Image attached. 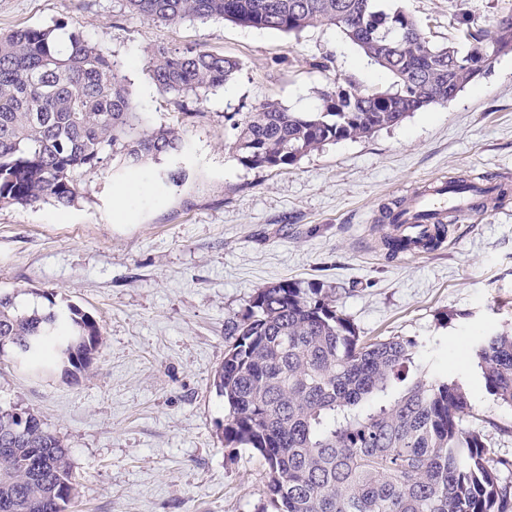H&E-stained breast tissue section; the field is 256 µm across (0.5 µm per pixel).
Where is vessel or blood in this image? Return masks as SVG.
<instances>
[{
    "mask_svg": "<svg viewBox=\"0 0 512 512\" xmlns=\"http://www.w3.org/2000/svg\"><path fill=\"white\" fill-rule=\"evenodd\" d=\"M501 187V182L491 180L465 184L428 182L422 191L405 198L395 213L394 231L404 243V253L413 258L426 253L430 240L450 217L487 212L490 199Z\"/></svg>",
    "mask_w": 512,
    "mask_h": 512,
    "instance_id": "obj_1",
    "label": "vessel or blood"
}]
</instances>
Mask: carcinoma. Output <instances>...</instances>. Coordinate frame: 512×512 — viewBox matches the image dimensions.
<instances>
[{"label": "carcinoma", "instance_id": "1", "mask_svg": "<svg viewBox=\"0 0 512 512\" xmlns=\"http://www.w3.org/2000/svg\"><path fill=\"white\" fill-rule=\"evenodd\" d=\"M125 2L165 23L224 20L288 35L330 25L391 76L385 90L336 81L311 112L268 100L225 116L237 159L251 169L368 138L471 82L461 48L432 43L417 19L378 0ZM464 39L487 58L512 52V15ZM148 64L156 89L179 97L214 94L241 70L200 47L160 48ZM185 147L180 128L154 126L138 111L122 66L82 32L57 22L0 35L1 207L66 208L80 193L76 175L107 156L134 171ZM225 335L214 378L221 439L263 459L261 512H512V458L489 448L484 415L458 378L429 371L417 340L361 336L333 289L290 280L257 289ZM102 336L75 307L28 313L0 293V352L11 349L19 364L55 357L84 372ZM472 352L493 401L512 409V329L483 333ZM466 417L473 426H462ZM30 422L0 407V512H66L75 490L68 451L37 415Z\"/></svg>", "mask_w": 512, "mask_h": 512}]
</instances>
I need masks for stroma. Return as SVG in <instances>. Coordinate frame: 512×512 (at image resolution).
I'll return each instance as SVG.
<instances>
[{
    "instance_id": "obj_1",
    "label": "stroma",
    "mask_w": 512,
    "mask_h": 512,
    "mask_svg": "<svg viewBox=\"0 0 512 512\" xmlns=\"http://www.w3.org/2000/svg\"><path fill=\"white\" fill-rule=\"evenodd\" d=\"M438 44L463 24L493 30L512 0H391ZM67 20L123 66L155 125L183 127L180 184L115 162L78 176L71 207H0V292L53 311L75 306L103 328L89 374L16 368L0 355V404L36 414L69 451L68 512H260L266 470L219 438L213 386L225 327L258 288L283 280L335 287L361 335L425 344L434 369L459 376L512 455V410L496 406L470 354L475 336L512 329V183L480 223L450 225L418 258L389 254L382 216L426 182L512 174V53L442 105L282 170L250 169L225 115L267 100L310 112L334 79L384 89L389 74L336 28L299 36L224 20L147 21L124 0H0V32ZM200 46L237 59L234 82L206 99L157 91L156 47Z\"/></svg>"
}]
</instances>
